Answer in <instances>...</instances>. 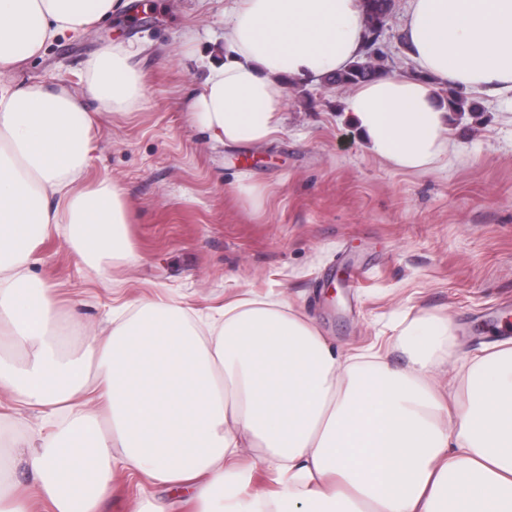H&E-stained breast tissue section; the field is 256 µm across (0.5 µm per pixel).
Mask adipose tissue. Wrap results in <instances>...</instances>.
I'll return each mask as SVG.
<instances>
[{
  "mask_svg": "<svg viewBox=\"0 0 512 512\" xmlns=\"http://www.w3.org/2000/svg\"><path fill=\"white\" fill-rule=\"evenodd\" d=\"M119 0H0V388L41 408L49 433L0 446V512H99L114 475L147 488L134 512H512V340L462 360L449 404L435 381L451 323L403 322L406 357L340 353L290 303L243 297L202 321L174 300L134 307L104 344L70 350L54 289L28 269L36 239L63 232L93 267L131 258L116 184L86 192L91 121L82 98L5 73L96 25ZM412 77L352 87L345 115L368 150L405 172L448 155L450 85L512 103V0H408ZM365 43L361 0H239L223 63L189 104L212 141L253 145L280 129L283 81L348 67ZM131 49L84 64L100 107L132 111ZM100 402L104 414L89 411ZM258 454L270 476L241 463ZM26 469L33 487L15 474Z\"/></svg>",
  "mask_w": 512,
  "mask_h": 512,
  "instance_id": "adipose-tissue-1",
  "label": "adipose tissue"
}]
</instances>
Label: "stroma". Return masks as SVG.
Segmentation results:
<instances>
[{
    "label": "stroma",
    "instance_id": "35a3bbf8",
    "mask_svg": "<svg viewBox=\"0 0 512 512\" xmlns=\"http://www.w3.org/2000/svg\"><path fill=\"white\" fill-rule=\"evenodd\" d=\"M123 0L112 21L54 43L14 82L82 93L83 65L108 43L131 46L145 80L133 112L93 115L86 184L114 181L127 203L136 262L100 275L64 237L36 247L30 272L57 291L70 349L112 332L113 308L173 299L202 314L239 296L281 297L342 350L394 345L403 314L452 319V358L512 338V114L474 94L481 111L449 120L447 165L410 173L369 154L345 117V90L285 80L283 123L269 143L226 146L197 130L188 103L224 58L230 0ZM407 0L381 34L389 75L410 76ZM263 189L262 203L240 193ZM39 408L0 389V433L41 429Z\"/></svg>",
    "mask_w": 512,
    "mask_h": 512
}]
</instances>
